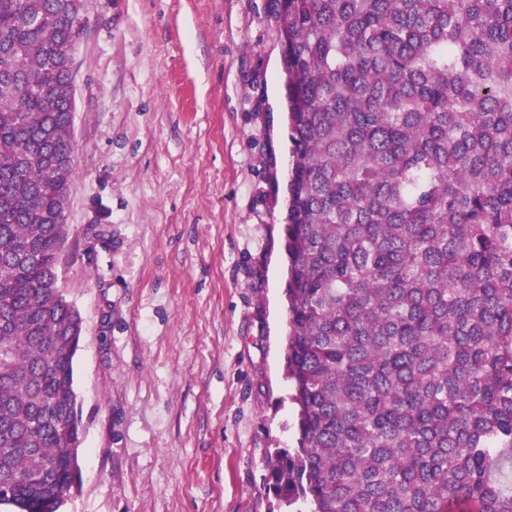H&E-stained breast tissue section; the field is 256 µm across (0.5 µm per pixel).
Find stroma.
<instances>
[{
  "instance_id": "stroma-1",
  "label": "stroma",
  "mask_w": 512,
  "mask_h": 512,
  "mask_svg": "<svg viewBox=\"0 0 512 512\" xmlns=\"http://www.w3.org/2000/svg\"><path fill=\"white\" fill-rule=\"evenodd\" d=\"M59 285L83 319L60 512H276L292 163L269 0H86Z\"/></svg>"
}]
</instances>
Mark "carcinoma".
<instances>
[{
  "label": "carcinoma",
  "instance_id": "cac0c4a2",
  "mask_svg": "<svg viewBox=\"0 0 512 512\" xmlns=\"http://www.w3.org/2000/svg\"><path fill=\"white\" fill-rule=\"evenodd\" d=\"M72 0H0V485L77 456L56 269ZM289 114L278 512H512V0H270Z\"/></svg>",
  "mask_w": 512,
  "mask_h": 512
}]
</instances>
